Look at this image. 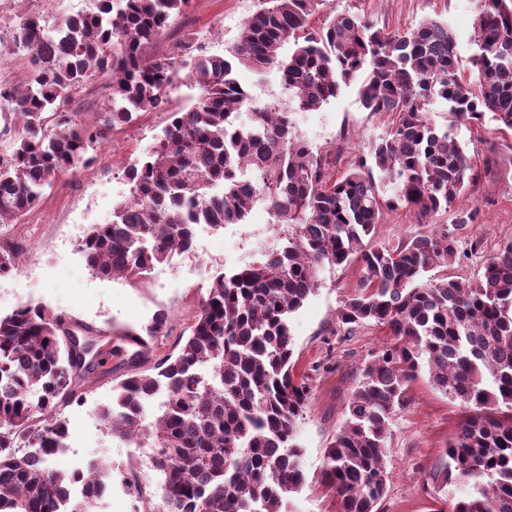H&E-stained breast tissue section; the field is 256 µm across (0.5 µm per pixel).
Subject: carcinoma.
Here are the masks:
<instances>
[{
	"label": "carcinoma",
	"mask_w": 512,
	"mask_h": 512,
	"mask_svg": "<svg viewBox=\"0 0 512 512\" xmlns=\"http://www.w3.org/2000/svg\"><path fill=\"white\" fill-rule=\"evenodd\" d=\"M189 2L95 0V10L51 30L27 15L14 44L29 57L28 83L0 86L4 131L14 127L11 150L0 152V225L25 216L58 176L94 162L117 127L167 102L180 63L146 50ZM319 2L266 0L229 55L188 65L201 97L171 113L156 148L127 168L129 195L112 220L82 239L95 275L132 278L190 251L194 225L241 224L257 202L280 227L264 261L215 277L179 352L129 373L101 419L110 437L158 449L152 462L164 483L151 512H286L304 483L297 424L313 391L311 376L295 372L290 315L322 268L354 264L356 290L338 310L339 327L350 334L374 324L392 341L360 368L325 452L337 512H379L391 421L424 369L467 412L430 478L441 492L468 490L445 496L436 512H512V241L472 280L446 274L479 247H460L452 232L371 244L383 208L404 206L426 224L475 184L460 126L489 119L512 130V0H479L468 79L448 24L430 19L396 35L344 11L316 30L309 19ZM240 66L277 69L287 98L254 104L242 120L250 96ZM99 74L110 78V101L86 124L64 106ZM355 81L363 107L394 121L338 178L297 137L292 115L320 109ZM436 97L448 106L441 123L429 110ZM18 259V245L1 239L0 277ZM437 269L445 274L431 275ZM74 333L45 306L0 316V512H57L78 482L84 507L71 512H92L112 483L107 466L50 467L67 437L60 407L104 364L73 357ZM158 397L160 414L144 429L145 403Z\"/></svg>",
	"instance_id": "obj_1"
}]
</instances>
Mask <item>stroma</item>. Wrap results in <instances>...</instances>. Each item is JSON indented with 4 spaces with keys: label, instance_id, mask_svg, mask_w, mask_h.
Here are the masks:
<instances>
[{
    "label": "stroma",
    "instance_id": "obj_1",
    "mask_svg": "<svg viewBox=\"0 0 512 512\" xmlns=\"http://www.w3.org/2000/svg\"><path fill=\"white\" fill-rule=\"evenodd\" d=\"M264 0H191L184 12L162 30L149 56L168 55L185 48L187 57L224 55L238 39L246 19ZM94 0H0V47L9 50V64L0 69V82L18 84L27 79L30 65L16 49L13 33L27 13L54 27L65 17L93 10ZM368 16L385 31L406 34L421 22L436 18L448 24L456 37L462 70H469L475 0H323L312 16L321 26L342 11ZM199 86L181 76L169 93L167 107L139 113L111 134L88 167L61 175L45 189L37 206L14 224L0 226V237L24 249L20 269L0 278V315L18 306L43 305L64 317L98 330V342L113 349L105 368L82 381L79 399L61 411L68 429L67 446L53 466L71 472L99 461L112 467V487L95 512H149L160 497L162 474L151 462V451L107 436L100 417L112 401L113 388L133 368L147 369L167 354L177 353L179 340L190 324L215 276L262 259L278 239V228L264 204H255L244 223L210 227L198 232L192 251L174 255L137 278L105 279L88 268L79 242L92 225L111 220L115 206L129 193L127 168L157 146L172 112L191 107ZM298 136L314 156L329 160L336 174L348 171L366 155L370 143L385 137L392 126L387 113L364 109L356 86L342 87L320 110L294 116ZM481 179L474 193L478 216L474 224L457 231L462 245L480 247L465 264L449 272L476 277L485 259L512 240V132L493 122L461 127ZM455 209L436 214L432 224L417 223L405 207L385 210L376 227L374 245L395 246L418 234L454 229ZM455 230V229H454ZM358 279L355 266L325 268L319 287L290 317L297 368L312 375L309 407L298 426L305 481L292 494L287 512H336V499L321 483L325 450L346 418L359 369L372 353L387 343L379 327L367 325L346 336L340 332L337 311ZM168 315L166 335L155 338L144 358L132 361L128 332L145 333L157 312ZM410 401L394 415L388 442V490L380 512H438L441 495L429 473L444 460V451L464 413L435 389L427 374L412 383ZM136 476L142 498L131 497L128 476Z\"/></svg>",
    "mask_w": 512,
    "mask_h": 512
}]
</instances>
